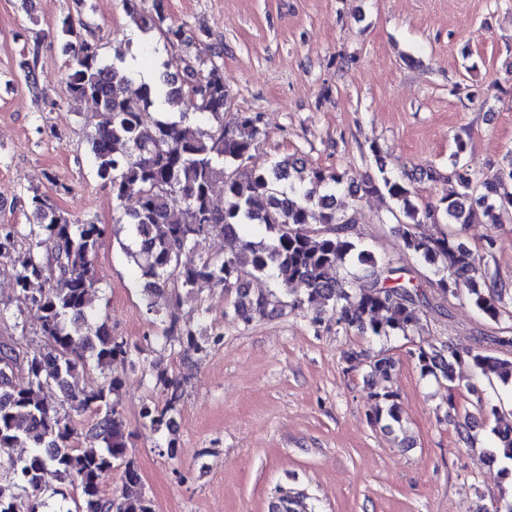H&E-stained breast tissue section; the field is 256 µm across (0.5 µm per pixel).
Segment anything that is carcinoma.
<instances>
[{
    "instance_id": "1",
    "label": "carcinoma",
    "mask_w": 512,
    "mask_h": 512,
    "mask_svg": "<svg viewBox=\"0 0 512 512\" xmlns=\"http://www.w3.org/2000/svg\"><path fill=\"white\" fill-rule=\"evenodd\" d=\"M131 22L142 31L158 29L169 42L183 41L180 27L161 28L162 17L137 9L136 0H124ZM65 49L75 52L76 67L67 87L74 99L97 103L89 137L96 175L112 186L118 203L129 197L137 207L126 213L130 244L126 253L143 279L147 311L166 323L163 347L176 344L191 358L207 351L220 334L203 337L182 327L172 312L164 311L168 297L196 299L206 288H233L236 298L225 316L250 324L255 318L277 319L289 305L319 304L314 325L330 314L336 325L364 336L408 337L426 316L424 293L393 282L399 269L375 256L352 239V215L336 207V192L353 183L346 171L307 169L292 156L268 167L249 166L262 136L258 116L243 113L232 127L224 126L229 93L217 64L207 73L196 71L181 57L166 64L182 73L167 72L160 81H141L138 73L119 63L104 61L96 42L87 38L90 27L65 18L60 26ZM465 149L457 141L456 160L447 174L426 171L430 181L456 182L446 193L420 208L412 201L411 180L383 175L363 177L356 191L366 196L386 195L405 249L433 266L438 290L448 296H466L486 318L496 322L505 313L507 289L487 280L480 259L465 238L468 224H502L512 217V168L484 176L457 157ZM224 193V207L213 202L216 188ZM28 202L37 223L22 228L0 224V259L15 268L17 311H28L43 337L42 349H23L26 332L0 341V454L14 448L32 449L12 473L0 475V512H49L42 494L69 498L60 486L72 487L74 508L57 512H155L141 493L101 495L102 484L114 463L125 462L127 483L138 475L127 456V434L117 409L122 380L110 373L117 361H133L136 344L109 333L104 321L89 318V295L97 281L93 264L103 231L92 220L74 222L53 197L31 190ZM319 208L320 229H311L312 207ZM453 224L459 229L437 238L416 232L422 224ZM210 236L235 244L224 256L200 257L195 266L181 265L184 253L196 250ZM283 287L303 290L289 303L274 288H252L241 280L244 269ZM344 273H339V270ZM493 349L423 346L412 353L421 374L454 381L453 366L467 363L473 372L493 376L512 387V336L490 339ZM346 361L356 369L368 365L371 375L389 382L397 361L388 354L373 358L352 349ZM26 372L16 385L15 370ZM166 390L163 405L152 401L141 417L155 430L171 429L182 397L183 381L159 372ZM56 387L67 406L48 403L44 391ZM380 402L369 412L386 427L400 423L395 394H376ZM495 419V456L512 462V420L498 416L496 407L477 401ZM88 412L94 423L84 436L85 446L74 444L71 412ZM306 497L290 492L279 500L278 512H309Z\"/></svg>"
}]
</instances>
